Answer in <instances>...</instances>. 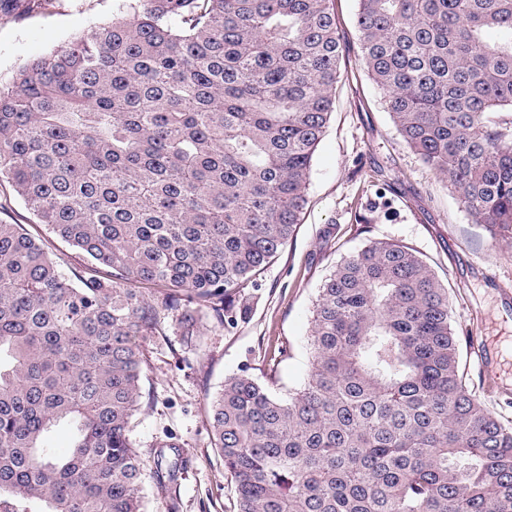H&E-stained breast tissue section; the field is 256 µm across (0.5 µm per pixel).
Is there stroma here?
I'll use <instances>...</instances> for the list:
<instances>
[{
    "mask_svg": "<svg viewBox=\"0 0 512 512\" xmlns=\"http://www.w3.org/2000/svg\"><path fill=\"white\" fill-rule=\"evenodd\" d=\"M119 0H0V80L25 61L47 55L110 20ZM344 50L326 133L312 162L308 203L292 238L245 288L250 311L231 329L203 321L180 336L165 320L164 335L147 347L144 391L130 436L144 471L146 512H236L235 485L211 446L209 399L226 378L249 370L274 391L300 387L309 372L313 306L325 277L342 257L370 239L407 244L422 253L448 288L462 343L459 371L503 421H512V379L498 376L479 350L493 340L512 346V250L472 224L456 194L405 144L383 93L359 60L356 0H333ZM25 225L65 269L91 267L67 242L36 223L7 181H0V221ZM175 445L159 448L166 436ZM176 470L175 481L158 475Z\"/></svg>",
    "mask_w": 512,
    "mask_h": 512,
    "instance_id": "1",
    "label": "stroma"
}]
</instances>
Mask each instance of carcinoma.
<instances>
[{
    "mask_svg": "<svg viewBox=\"0 0 512 512\" xmlns=\"http://www.w3.org/2000/svg\"><path fill=\"white\" fill-rule=\"evenodd\" d=\"M333 0H123L0 83V180L106 276L0 221V512H145L130 422L171 318H246L333 111ZM360 60L471 223L512 243V0H358ZM448 288L371 239L318 288L310 372L211 399L237 512H512V424L462 383ZM61 423L69 455L47 447Z\"/></svg>",
    "mask_w": 512,
    "mask_h": 512,
    "instance_id": "carcinoma-1",
    "label": "carcinoma"
}]
</instances>
